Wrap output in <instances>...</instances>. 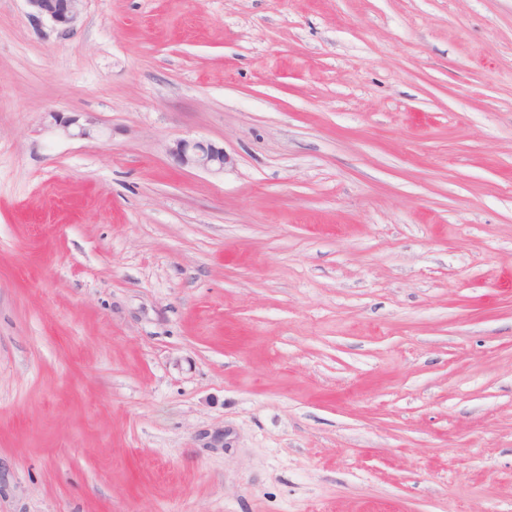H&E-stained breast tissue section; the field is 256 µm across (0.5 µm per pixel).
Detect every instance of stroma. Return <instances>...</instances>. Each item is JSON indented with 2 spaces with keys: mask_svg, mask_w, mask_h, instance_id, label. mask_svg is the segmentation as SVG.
I'll use <instances>...</instances> for the list:
<instances>
[{
  "mask_svg": "<svg viewBox=\"0 0 512 512\" xmlns=\"http://www.w3.org/2000/svg\"><path fill=\"white\" fill-rule=\"evenodd\" d=\"M0 512H512V0H0ZM29 15L37 20H46L63 31L72 28L79 15L82 0H25ZM54 125L66 135L90 138L96 134V130L90 123H80L76 116H61L58 113H52ZM168 152L178 166L211 172H223L225 165L231 162L223 147L203 140H175L169 146Z\"/></svg>",
  "mask_w": 512,
  "mask_h": 512,
  "instance_id": "stroma-1",
  "label": "stroma"
}]
</instances>
